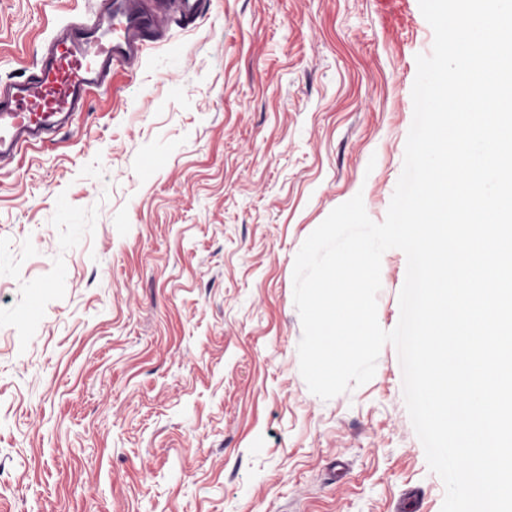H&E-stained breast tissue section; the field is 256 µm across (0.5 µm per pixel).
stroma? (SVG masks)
<instances>
[{
	"label": "stroma",
	"mask_w": 512,
	"mask_h": 512,
	"mask_svg": "<svg viewBox=\"0 0 512 512\" xmlns=\"http://www.w3.org/2000/svg\"><path fill=\"white\" fill-rule=\"evenodd\" d=\"M90 6L0 0V80ZM433 39L419 0H206L0 170V512H441L396 347L322 400L293 296L335 207L384 221Z\"/></svg>",
	"instance_id": "stroma-1"
}]
</instances>
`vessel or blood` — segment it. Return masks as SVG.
<instances>
[{
	"instance_id": "b4317fda",
	"label": "vessel or blood",
	"mask_w": 512,
	"mask_h": 512,
	"mask_svg": "<svg viewBox=\"0 0 512 512\" xmlns=\"http://www.w3.org/2000/svg\"><path fill=\"white\" fill-rule=\"evenodd\" d=\"M203 12L204 0H97L66 23L28 75L0 82V167L68 128L92 92L110 87L115 68L140 69L148 49L166 39L170 19L190 26Z\"/></svg>"
}]
</instances>
